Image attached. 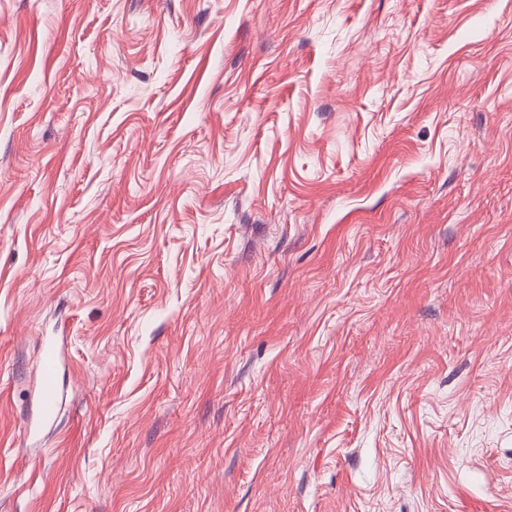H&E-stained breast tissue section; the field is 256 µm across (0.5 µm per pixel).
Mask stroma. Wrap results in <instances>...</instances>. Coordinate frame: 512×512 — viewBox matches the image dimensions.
<instances>
[{
    "mask_svg": "<svg viewBox=\"0 0 512 512\" xmlns=\"http://www.w3.org/2000/svg\"><path fill=\"white\" fill-rule=\"evenodd\" d=\"M0 512H512V0H0ZM42 367L38 384L39 419L43 425L55 421L59 408L65 401L59 382V370L63 362L62 346L55 340L42 338Z\"/></svg>",
    "mask_w": 512,
    "mask_h": 512,
    "instance_id": "stroma-1",
    "label": "stroma"
}]
</instances>
